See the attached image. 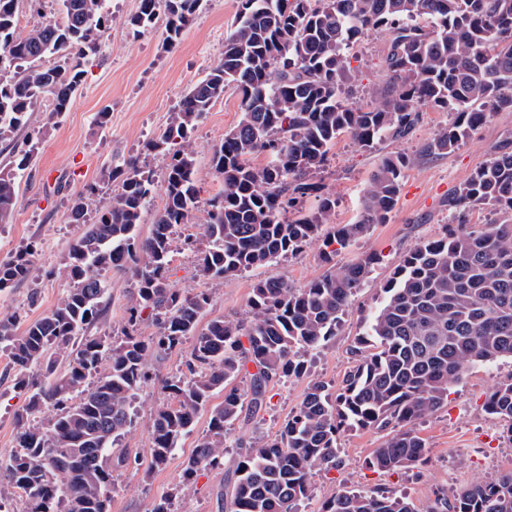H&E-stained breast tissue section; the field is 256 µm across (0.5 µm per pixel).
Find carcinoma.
I'll use <instances>...</instances> for the list:
<instances>
[{"mask_svg":"<svg viewBox=\"0 0 512 512\" xmlns=\"http://www.w3.org/2000/svg\"><path fill=\"white\" fill-rule=\"evenodd\" d=\"M21 0H0V141L28 124L47 99L49 118L70 110L82 84L77 61L92 50L109 22L106 0H60L61 20L27 34L16 32ZM204 0H140L127 24L138 34L165 19L172 48ZM390 42L384 66L390 85L367 106L344 97L348 49L370 31ZM57 55L63 63L46 67ZM232 84L241 118L224 132L211 156L222 192L211 199L200 258L204 277L256 269L322 241L328 269L304 288L260 280L242 320L199 323L211 306L205 291L185 295L170 287L174 228L189 223L200 198L195 153L188 139L195 122ZM452 113L448 127L426 150L449 154L493 112L512 108V0H239L224 55L184 96L176 116L146 150L168 157L165 200L148 235L137 232L150 202L154 174L136 159L108 167L112 196L98 188L74 198L71 224L83 230L60 275L69 288L48 313L23 310L0 318V350L13 385L28 394L18 419L14 450L0 459V476L21 492L22 512H110L112 471L129 464L117 447L135 416L137 391L149 378V350L167 353L194 338L186 370L164 382L169 401L152 408L150 468L168 463L179 440L209 411L206 434L184 463L183 488L201 469L224 465L225 435L264 404L276 378L306 372V352L336 333L354 294L378 258L365 255L344 269L332 265L394 210L410 165L402 152L383 154L371 175L353 224H332L336 200L320 198L314 211H288L318 192L309 181L336 140L348 135L362 148L405 139L419 120L417 106ZM35 143L0 168V223L10 217L18 175L32 161ZM256 154L270 157L262 168ZM488 206L505 218L456 227L410 250L382 288L384 297L355 342V364L335 395L315 381L281 431L237 453L230 512H301L317 471L340 465L338 440L347 428L390 431L366 461L398 472L425 460L415 425L448 402V387L475 361L512 357V152L476 169L449 201L454 217ZM35 249L0 261V291L33 279ZM129 264L136 305L120 341L87 336L103 314V273ZM159 327L151 342L134 327L143 311ZM244 377L247 387L235 381ZM216 392L221 403L210 406ZM38 424L29 418L45 408ZM485 410L508 423L512 441V379L489 395ZM321 512H415L395 495L341 490ZM428 512H512V469L457 492H443Z\"/></svg>","mask_w":512,"mask_h":512,"instance_id":"1","label":"carcinoma"}]
</instances>
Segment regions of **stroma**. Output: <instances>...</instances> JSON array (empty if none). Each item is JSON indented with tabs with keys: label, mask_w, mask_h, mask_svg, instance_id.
Here are the masks:
<instances>
[{
	"label": "stroma",
	"mask_w": 512,
	"mask_h": 512,
	"mask_svg": "<svg viewBox=\"0 0 512 512\" xmlns=\"http://www.w3.org/2000/svg\"><path fill=\"white\" fill-rule=\"evenodd\" d=\"M139 0H107L112 15L108 29L92 52L81 59L83 82L69 112L48 119L44 106H37L29 130L40 141L31 169L20 177L12 215L0 223V260L27 245H35V279L0 292V316L15 308L28 307L30 293L38 303L28 307L30 317L53 308L67 284L59 270L79 225L69 223L68 207L73 198L92 185L101 196L113 186L103 180L108 164L139 158L154 172L156 184L149 207L138 226L147 235L157 210L164 203L161 183L167 157L147 152L146 143L157 138L177 112L182 97L222 58L224 38L229 33L238 0H206L193 23L172 48L164 45V25L156 23L133 34L126 20L134 14ZM390 35L385 31L365 34L350 50L351 71L347 85L360 105L383 92L389 84L383 66ZM107 112V124L97 115ZM241 118L240 96L226 86L219 99L190 132L196 153L197 179L202 188L200 203L190 223L177 229L179 245L172 255L169 282L184 293L207 291L212 312L228 319L244 317L253 285L264 279H282L295 288L306 287L327 269L318 244L283 257L249 272L224 278H206L198 271L199 259L208 247L202 232L209 201L222 189L220 178L210 164L212 152L225 131ZM447 111L420 106L419 121L404 140L368 150L350 136L337 139L324 167L314 173L322 194L336 200L333 219L350 224L359 214L364 189L380 154L399 151L411 159L405 171L397 205L387 223L373 225L347 249L337 253L335 263L344 268L368 253L377 254L368 281L353 297L335 336L322 342L307 357L304 376L283 378L269 385L263 408L252 419L235 422L227 435L229 447L223 467L199 472L188 491H180L183 463L192 453L208 426V414H200L192 432L178 443L167 465L150 469L152 407L166 398L167 377L183 368L185 350H174L164 359L149 358L152 376L138 392L137 415L119 442L134 461L112 474L111 512H154L161 499L171 501L174 512H219L217 497L224 492L235 456L234 443L249 442L259 435L278 433L288 415L303 400L311 382L336 386L352 368V348L362 332V319L382 297L381 287L403 257L418 243L447 224L448 203L472 172L496 156L512 149V109L494 113L490 119L451 153L432 154L426 146L447 127ZM0 143V168L14 151L24 149L28 132ZM102 319L90 327L89 335L110 334L121 338L127 310L136 297L128 273L113 268L105 277ZM512 379V358L491 363L477 361L448 391L445 406L420 419L416 428L426 445L424 466L397 473L367 468L366 460L386 439L379 430L349 429L339 439L341 464L330 472H316L304 512H319L324 500L341 490L405 497L416 512H427L438 492L455 494L476 482L503 471V461L512 456V441L505 436L506 425L486 412L484 403L494 387ZM27 400L16 392L8 377V359L0 352V458L13 450L18 414Z\"/></svg>",
	"instance_id": "1"
}]
</instances>
